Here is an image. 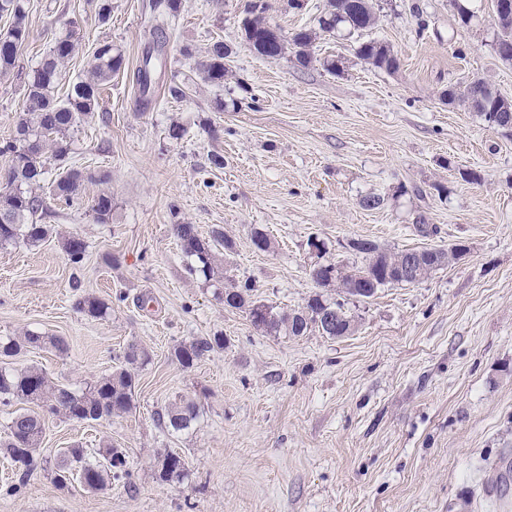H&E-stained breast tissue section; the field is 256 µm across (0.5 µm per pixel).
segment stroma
Wrapping results in <instances>:
<instances>
[{
    "label": "stroma",
    "instance_id": "1",
    "mask_svg": "<svg viewBox=\"0 0 512 512\" xmlns=\"http://www.w3.org/2000/svg\"><path fill=\"white\" fill-rule=\"evenodd\" d=\"M24 0L29 40L13 74L0 76V140L24 106L20 81L55 40L74 31L76 51L53 91L84 75L99 42L125 59L99 108L75 132L69 163L83 174L73 205L49 202L37 245L0 247V336L32 330L63 337L66 354L21 353L82 387L122 365L129 343L150 363L138 370L129 413L93 423L46 419L36 468L0 512H481L480 481L512 452V131L488 126L445 92L481 78L512 99V62L492 44V0L457 25L449 0H377L369 38L388 43L397 71L365 64L348 40L316 41L314 61L267 60L244 39L249 0H181L165 30L155 98L136 84L151 43L150 0ZM283 33L311 28L325 0H267ZM232 50L222 84L199 73L207 48ZM342 57V74L325 58ZM184 89L173 98L170 86ZM182 139L168 135L172 124ZM224 157L223 167L208 161ZM482 180H462L461 170ZM112 196V216L92 205ZM367 195L384 197L364 209ZM426 216L434 231L422 233ZM221 228L233 243L224 279L254 283L281 311L305 305L318 287L316 261L363 266L357 239L393 251L462 245L466 253L417 284L389 285L348 299L349 335L313 331L288 338L257 329L225 307L216 289L189 275L172 227ZM274 245L257 250L254 230ZM78 233L84 260L61 239ZM323 239V256L311 253ZM118 257L111 265L110 257ZM92 296L111 314L95 320L75 301ZM223 335V349L183 368L173 348ZM187 396L200 407L189 430L168 434L157 415ZM123 449L130 482L94 492L58 486L62 449ZM185 460L187 479L165 481L158 453Z\"/></svg>",
    "mask_w": 512,
    "mask_h": 512
}]
</instances>
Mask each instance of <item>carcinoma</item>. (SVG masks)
Returning <instances> with one entry per match:
<instances>
[{
  "label": "carcinoma",
  "mask_w": 512,
  "mask_h": 512,
  "mask_svg": "<svg viewBox=\"0 0 512 512\" xmlns=\"http://www.w3.org/2000/svg\"><path fill=\"white\" fill-rule=\"evenodd\" d=\"M470 0H451L458 24L467 26L475 17L469 7ZM181 0H152L150 10L160 11L154 17L156 23L150 34L163 33L164 23L159 17L175 16ZM500 6L498 34L494 49L500 59L512 61V0H494ZM266 0H250L247 6L249 18L243 24L244 38L250 49L267 59L282 57L290 50L303 66L311 62L310 48L323 34L352 38L372 29L377 20L373 0H326L317 19V27L304 28L284 35L271 37L273 26L266 18ZM11 18V26L0 34V73L7 74L15 67L17 54L29 38L25 22L23 0H0V16ZM76 45L66 35L55 41L50 52L24 78L25 104L10 137L0 141V157L8 164L7 184L0 188V245L22 242L35 245L43 241L48 228L37 223L38 213L44 210L50 197L70 205L77 199L81 173L65 167L71 153L70 133L85 119L93 115L99 105L100 90L121 70L123 56L114 51L112 43L98 44L88 61L83 77L67 90L65 99L54 98L52 89L58 81L61 65L75 52ZM231 51L221 41L215 42L206 52L200 64L205 82L220 83L228 73L226 61ZM355 55L374 68L394 72L400 66L391 47L375 39L357 41ZM137 84L143 102L150 101L152 94L151 56H146L137 71ZM450 101H459L490 126L512 124V106H505V97L483 81L475 87L467 85L463 91L449 90ZM52 156L62 172L47 179V156ZM98 218L106 221L112 215V196L99 195L93 206ZM173 231L179 241L182 254L187 260V271L206 281L224 278L217 264L219 249H232V242L223 230L215 228L209 237L201 236L193 224H175ZM62 249L68 260L81 262L85 245L80 236L70 233L63 237ZM354 250L367 258L366 265L347 270L334 263H318L310 269V276L320 288L336 289V297L328 298L321 293L309 297L306 305L297 311L281 312L255 297L249 286L224 288V306L245 313L258 328L288 337L305 336L313 330L333 338L346 336L354 329V321L344 308V298L354 296L373 297L378 289L395 284H415L428 278L432 272L452 260L459 259L464 248L455 246L447 251L423 250L422 262L410 268L405 263L410 252H390L376 242L361 239ZM78 311L90 318H104L108 306L98 299L85 296L76 303ZM50 349L60 354L68 346L60 336H48L27 330L21 336L0 339V360L18 355L26 349ZM224 348V336H199L188 343L174 347L173 355L185 368H191L204 356ZM125 366L99 377L83 389L52 381L42 370L30 367L10 372L0 369V404L9 406L15 401L33 403L39 413H12L7 424V440L0 444L19 470L18 482L6 484L0 494L17 495L33 468L34 451L39 447L43 433L44 416H63L76 422L99 421L119 416L131 410L136 385L134 369L150 361L147 350L132 342L124 349ZM200 408L191 398H183L158 414V422L169 433H181L192 428L199 419ZM156 467L165 481L180 480L187 469L183 457L174 452L157 456ZM131 468L120 448H104L92 455L85 448H68L55 467L57 484L65 486L76 479L89 490H103L112 480H128Z\"/></svg>",
  "instance_id": "obj_1"
}]
</instances>
